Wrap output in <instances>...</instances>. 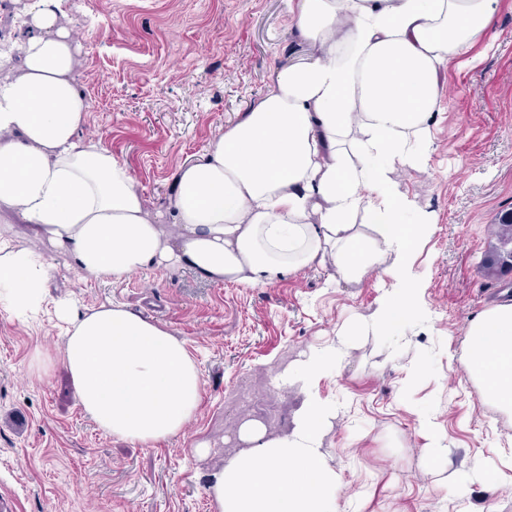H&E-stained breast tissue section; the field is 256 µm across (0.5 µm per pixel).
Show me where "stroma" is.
<instances>
[{
  "label": "stroma",
  "instance_id": "stroma-1",
  "mask_svg": "<svg viewBox=\"0 0 512 512\" xmlns=\"http://www.w3.org/2000/svg\"><path fill=\"white\" fill-rule=\"evenodd\" d=\"M491 7L496 27L474 45V63L448 68L425 166L395 174L433 218L410 253L428 316L368 337L311 384L341 405L324 447L343 475L340 499L359 512H481L490 503L512 512V414L483 403L466 369L471 323L512 303V274L481 271L497 216L512 208V0ZM63 10L90 103L83 137L104 138L164 233L177 235L167 202L178 167L262 97L276 69L309 53L288 25V0H63ZM0 226L51 266L36 319L0 302V500L9 512H214L211 476L241 449L237 394L265 396L272 369L334 342L384 292L375 276L335 281L323 269L260 288L208 283L187 269L83 285L71 257L30 237L18 217L0 212ZM64 293L78 312L115 300L187 340L202 399L186 437L154 446L112 439L79 406L63 365L32 373L35 348L63 345L53 300ZM419 410L446 433L445 469L422 465L430 439ZM197 441L213 455L196 457ZM477 463L494 493L470 481Z\"/></svg>",
  "mask_w": 512,
  "mask_h": 512
}]
</instances>
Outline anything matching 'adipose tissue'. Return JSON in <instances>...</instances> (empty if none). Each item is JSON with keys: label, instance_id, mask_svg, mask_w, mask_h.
Segmentation results:
<instances>
[{"label": "adipose tissue", "instance_id": "ef3b65f1", "mask_svg": "<svg viewBox=\"0 0 512 512\" xmlns=\"http://www.w3.org/2000/svg\"><path fill=\"white\" fill-rule=\"evenodd\" d=\"M60 2L36 0L15 27L14 54H0V210L69 254L81 283L184 267L247 288L328 267L349 281L372 271L389 281L370 317L281 375V386L303 392L290 431L240 423L243 449L208 491L215 512H350L324 448L339 405L310 384L341 366L357 341L426 312L409 255L431 218L392 175L425 165L440 78L493 26L491 0H297L290 25L312 56L279 68L247 112L179 166L169 200L174 237L147 209L126 163L79 136L88 103ZM412 212L416 223H405ZM49 278L41 254L0 231V300L17 317L41 308ZM56 313L65 342L55 358L34 350L37 375L62 362L104 435L152 446L183 434L202 393L185 340L118 302L80 314L61 298ZM466 365L486 400L511 413L512 304L472 322Z\"/></svg>", "mask_w": 512, "mask_h": 512}]
</instances>
